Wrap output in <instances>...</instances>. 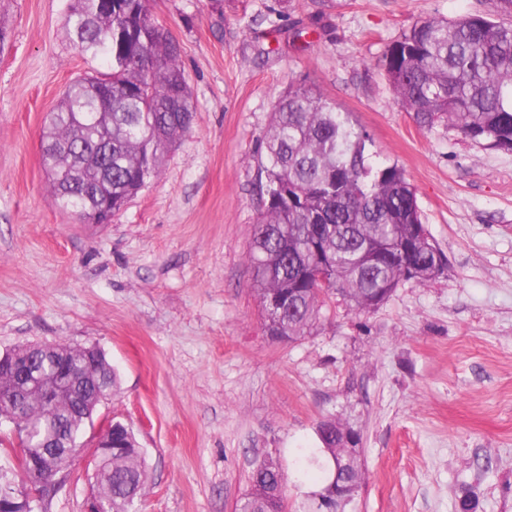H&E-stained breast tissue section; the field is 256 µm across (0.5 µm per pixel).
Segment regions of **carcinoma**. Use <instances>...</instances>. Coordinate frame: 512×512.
Here are the masks:
<instances>
[{"mask_svg":"<svg viewBox=\"0 0 512 512\" xmlns=\"http://www.w3.org/2000/svg\"><path fill=\"white\" fill-rule=\"evenodd\" d=\"M67 26L78 51L107 71L71 82L43 127L42 165L58 208L91 224L99 200L112 195L119 213L159 175L164 154L191 132L197 109L181 67L180 43L149 9V0H112V14L96 0H70ZM382 66L398 105L422 129L452 125L465 137L512 151V26L483 14L457 20L425 18L393 42ZM370 135L324 93L291 86L273 106L264 141L260 184L263 211L248 250L261 306L272 296L289 301L266 314L270 335L296 340L320 321L327 300L340 295L358 313L382 305L408 280L424 284L446 257L421 219L415 189L395 161L374 159ZM329 270L326 285L312 278ZM67 369L72 387L52 402L26 393L12 423L25 459L20 480L0 470V504L16 483L45 475L62 482L79 462L85 429L78 400L95 394L99 379L117 388L112 368L86 371L82 358L44 362ZM319 453L305 457L330 480L320 505L335 509L336 480L360 487L346 465L342 425H318ZM112 457L94 475L96 494L112 512H132L147 482L142 449L118 423ZM288 475L281 463L255 464L250 489L235 512H285Z\"/></svg>","mask_w":512,"mask_h":512,"instance_id":"cac0c4a2","label":"carcinoma"}]
</instances>
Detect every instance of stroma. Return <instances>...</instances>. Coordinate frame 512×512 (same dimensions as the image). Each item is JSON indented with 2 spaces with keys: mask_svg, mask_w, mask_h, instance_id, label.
Segmentation results:
<instances>
[{
  "mask_svg": "<svg viewBox=\"0 0 512 512\" xmlns=\"http://www.w3.org/2000/svg\"><path fill=\"white\" fill-rule=\"evenodd\" d=\"M68 0H0V353L96 345L118 388L94 420L144 452L135 512H234L255 460L288 473L285 512H312L326 479L301 457L318 424L360 436L364 480L337 512H512V151L420 129L382 67L425 17L497 0H151L182 46L193 131L109 224L60 212L41 165L45 115L97 69L71 42ZM352 113L398 162L444 272L377 310L341 297L293 342L269 336L247 260L262 211L259 161L289 86ZM77 465L48 512H84Z\"/></svg>",
  "mask_w": 512,
  "mask_h": 512,
  "instance_id": "obj_1",
  "label": "stroma"
}]
</instances>
